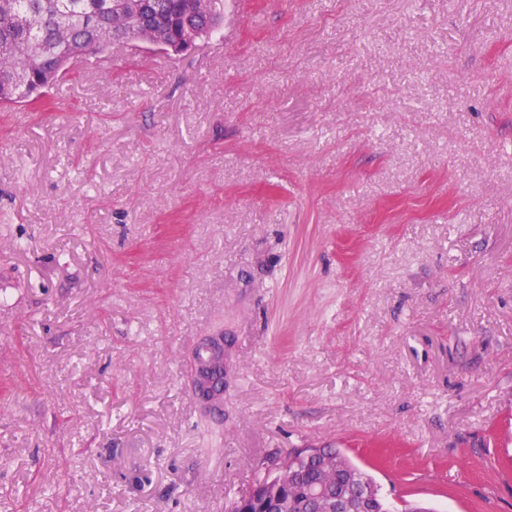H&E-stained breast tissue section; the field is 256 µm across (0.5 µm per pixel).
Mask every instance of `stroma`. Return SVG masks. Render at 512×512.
Here are the masks:
<instances>
[{"label": "stroma", "mask_w": 512, "mask_h": 512, "mask_svg": "<svg viewBox=\"0 0 512 512\" xmlns=\"http://www.w3.org/2000/svg\"><path fill=\"white\" fill-rule=\"evenodd\" d=\"M102 57L0 110V512H226L328 444L512 512V0H224Z\"/></svg>", "instance_id": "35a3bbf8"}]
</instances>
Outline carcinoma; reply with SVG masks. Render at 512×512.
Listing matches in <instances>:
<instances>
[{
	"instance_id": "1",
	"label": "carcinoma",
	"mask_w": 512,
	"mask_h": 512,
	"mask_svg": "<svg viewBox=\"0 0 512 512\" xmlns=\"http://www.w3.org/2000/svg\"><path fill=\"white\" fill-rule=\"evenodd\" d=\"M141 11L132 29L135 40L158 52L174 46L192 32L209 35L224 20V0H140ZM129 24L115 0H0V107L36 100L42 90L63 79L86 57L111 46ZM341 456L330 485L333 494L357 497L369 489L375 512H390L373 478L338 448ZM320 465L298 466V481L284 488L295 512H317L322 504L309 500L320 481Z\"/></svg>"
}]
</instances>
